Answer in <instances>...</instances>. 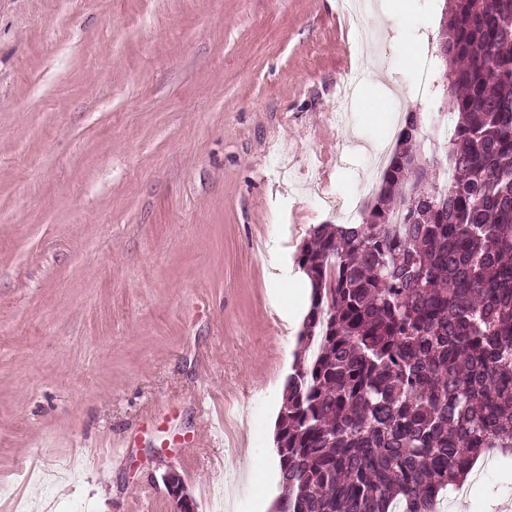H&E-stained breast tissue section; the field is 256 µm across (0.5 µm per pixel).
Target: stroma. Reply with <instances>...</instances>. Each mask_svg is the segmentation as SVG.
I'll use <instances>...</instances> for the list:
<instances>
[{"mask_svg":"<svg viewBox=\"0 0 512 512\" xmlns=\"http://www.w3.org/2000/svg\"><path fill=\"white\" fill-rule=\"evenodd\" d=\"M444 5L0 0V512H269L296 257L436 114ZM439 512H512V458ZM163 484L168 497L174 505V512H197V504L188 493L179 474L170 470L163 477Z\"/></svg>","mask_w":512,"mask_h":512,"instance_id":"obj_1","label":"stroma"}]
</instances>
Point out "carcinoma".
Instances as JSON below:
<instances>
[{
	"label": "carcinoma",
	"mask_w": 512,
	"mask_h": 512,
	"mask_svg": "<svg viewBox=\"0 0 512 512\" xmlns=\"http://www.w3.org/2000/svg\"><path fill=\"white\" fill-rule=\"evenodd\" d=\"M439 46L453 138L407 110L363 223L300 250L311 356L281 394L280 512H436L512 455V0H449Z\"/></svg>",
	"instance_id": "carcinoma-1"
}]
</instances>
